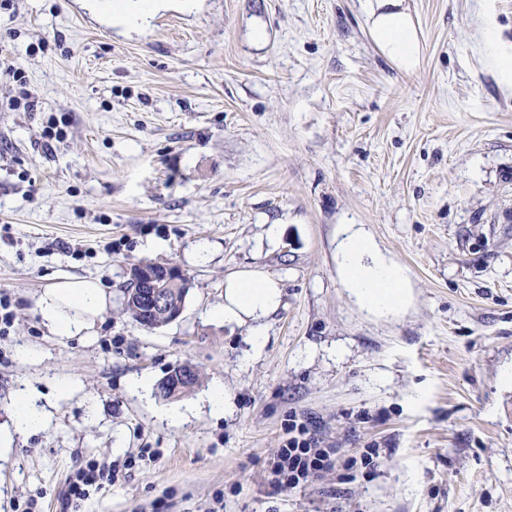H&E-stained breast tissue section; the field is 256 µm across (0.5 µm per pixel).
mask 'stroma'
Masks as SVG:
<instances>
[{
	"instance_id": "35a3bbf8",
	"label": "stroma",
	"mask_w": 512,
	"mask_h": 512,
	"mask_svg": "<svg viewBox=\"0 0 512 512\" xmlns=\"http://www.w3.org/2000/svg\"><path fill=\"white\" fill-rule=\"evenodd\" d=\"M130 2L0 12L37 100L11 109L0 72V295L14 313L0 512H512V89L482 50L488 28L512 44V0H408L422 46L408 73L374 42L365 0H166L141 26L114 24ZM345 224L405 270L399 314L373 316L344 288ZM138 262L187 277L178 320L146 330L124 315ZM245 267L283 288L256 355L246 327L210 316ZM59 275L111 286L92 336L43 326L36 301ZM185 364L198 385L158 398ZM21 391L46 416L27 435L12 427ZM293 414L339 458L372 441L387 454L367 479L273 491L263 468ZM89 459L123 472L68 502Z\"/></svg>"
}]
</instances>
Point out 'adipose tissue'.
<instances>
[{"label":"adipose tissue","instance_id":"obj_1","mask_svg":"<svg viewBox=\"0 0 512 512\" xmlns=\"http://www.w3.org/2000/svg\"><path fill=\"white\" fill-rule=\"evenodd\" d=\"M369 30L376 45L405 72L419 63L420 43L405 0H367ZM344 284L357 303L377 316L397 314L409 300L405 271L379 254L367 234L348 225L338 244ZM278 279L259 269H239L224 279V302L212 310L227 323L247 325L252 348L261 351L267 321L280 307ZM110 294L100 280L57 277L37 300L44 325L64 338L90 335Z\"/></svg>","mask_w":512,"mask_h":512}]
</instances>
